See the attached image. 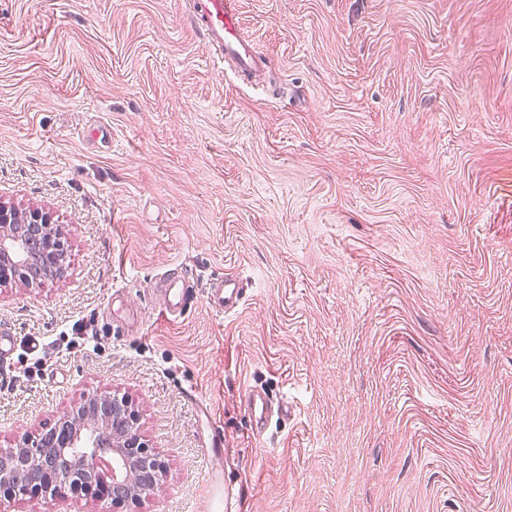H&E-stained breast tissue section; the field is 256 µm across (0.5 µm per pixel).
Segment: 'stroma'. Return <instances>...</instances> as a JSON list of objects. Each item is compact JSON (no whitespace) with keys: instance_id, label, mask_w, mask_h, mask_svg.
<instances>
[{"instance_id":"35a3bbf8","label":"stroma","mask_w":512,"mask_h":512,"mask_svg":"<svg viewBox=\"0 0 512 512\" xmlns=\"http://www.w3.org/2000/svg\"><path fill=\"white\" fill-rule=\"evenodd\" d=\"M239 7L255 87L187 0H0V201L66 253L0 288L40 344L4 368L0 448L118 393L166 464L135 501L0 512H200L218 431L249 512H512V0ZM171 268L247 297L169 321ZM78 320L96 341L58 351ZM248 387L288 404L258 437ZM247 290V284L242 278L224 276L210 285L205 302L217 313H234L244 302Z\"/></svg>"}]
</instances>
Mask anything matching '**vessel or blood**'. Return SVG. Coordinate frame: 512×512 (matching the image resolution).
<instances>
[{
    "label": "vessel or blood",
    "instance_id": "vessel-or-blood-1",
    "mask_svg": "<svg viewBox=\"0 0 512 512\" xmlns=\"http://www.w3.org/2000/svg\"><path fill=\"white\" fill-rule=\"evenodd\" d=\"M189 22L203 34L210 49L213 65L230 72L240 81L253 82L266 68V57L257 54L243 38L239 0H191ZM158 296L159 314L176 320L183 317L194 302V289L188 277L179 271L162 274L153 286ZM247 284L237 276L214 281L207 290L205 302L221 314L236 312L245 300ZM243 404L253 435H261L271 417L288 412L287 405L274 401L267 392L250 388L243 393ZM218 512H246L239 486L226 483L216 503Z\"/></svg>",
    "mask_w": 512,
    "mask_h": 512
}]
</instances>
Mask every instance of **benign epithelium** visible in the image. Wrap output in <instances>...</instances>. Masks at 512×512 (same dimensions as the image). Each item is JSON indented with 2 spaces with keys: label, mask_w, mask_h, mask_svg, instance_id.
<instances>
[{
  "label": "benign epithelium",
  "mask_w": 512,
  "mask_h": 512,
  "mask_svg": "<svg viewBox=\"0 0 512 512\" xmlns=\"http://www.w3.org/2000/svg\"><path fill=\"white\" fill-rule=\"evenodd\" d=\"M62 237L49 216L0 201V287L21 281L44 288L56 280L65 259ZM138 419L125 396L87 397L63 412L48 432L28 434L9 453L0 451V496L40 494L52 501L68 491L96 505L110 497L120 502L151 494L164 462L142 438ZM71 448L86 449L78 471L68 466ZM38 467L39 480L19 483L18 473Z\"/></svg>",
  "instance_id": "obj_1"
}]
</instances>
